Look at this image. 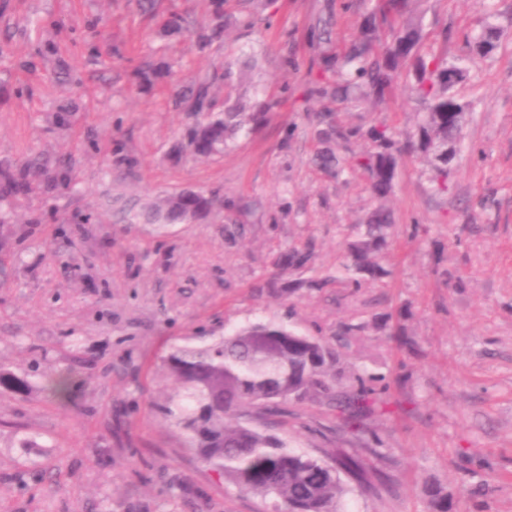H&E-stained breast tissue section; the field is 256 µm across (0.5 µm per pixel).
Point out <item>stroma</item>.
Returning <instances> with one entry per match:
<instances>
[{
    "instance_id": "1",
    "label": "stroma",
    "mask_w": 512,
    "mask_h": 512,
    "mask_svg": "<svg viewBox=\"0 0 512 512\" xmlns=\"http://www.w3.org/2000/svg\"><path fill=\"white\" fill-rule=\"evenodd\" d=\"M367 7L274 0L202 54L160 25L173 11L201 20L205 0H158L152 16L135 0H0V160L66 151L79 181L74 195L32 194L17 223L0 225V371L29 385L0 384V512H261L162 413L177 394L163 366L174 347L254 322L328 341L361 327L337 346L341 392L356 393L362 377L378 390L360 438L342 432L344 412L325 398L275 418L304 452L381 440V456L363 462L389 488L367 495L347 481L345 512H429L433 485L454 512H512V0H415L426 31L447 32L444 52L469 70L453 89L467 105L462 140L443 192L422 159L401 156L385 201L389 275L355 286L347 245L376 202L350 161L369 147L363 131L414 132L423 110L403 77L383 99L334 104L337 124L357 132L336 149L345 171L312 164L318 54L358 39ZM319 18L332 22L331 42L314 40ZM488 22L499 36L479 55L474 37ZM162 53L171 77L139 92L135 68ZM250 57L220 93L274 98L267 120L223 155L172 161L192 121L177 86ZM71 97L86 111L65 132L45 116ZM121 154L132 170L117 168ZM187 189L223 195V216L136 221L152 198ZM77 211L93 223H61ZM290 248L311 259L279 272ZM326 276L328 287L287 299L265 287ZM61 376L65 401L48 390ZM28 436L33 447H21Z\"/></svg>"
}]
</instances>
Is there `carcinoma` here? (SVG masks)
<instances>
[{
  "label": "carcinoma",
  "instance_id": "obj_1",
  "mask_svg": "<svg viewBox=\"0 0 512 512\" xmlns=\"http://www.w3.org/2000/svg\"><path fill=\"white\" fill-rule=\"evenodd\" d=\"M208 18L188 30L189 47L205 52L224 35L229 16L224 0H209ZM412 0H372L358 41L341 57L327 56L319 65L308 93L312 97L343 100L351 95L365 99L384 97L402 74L412 79V90L425 107V116L416 131L400 141L385 123L371 126L366 138L371 149L354 157V165L369 180V191L378 201L364 232L349 245L345 270L360 278L380 280L386 270L376 256L387 246L391 213L383 204L392 191L399 157L406 152L421 157L431 171L438 191L447 189L448 145H458L465 108L451 107L456 96L448 88V67L452 62L428 44L429 34L421 20L412 15ZM168 72L161 61L138 73L137 88L149 91ZM231 64L182 85L175 97L192 114L194 122L175 144L176 156L187 151L208 159L224 153L228 141L261 124L276 101L269 99L253 109L242 101L219 99L215 85L228 80ZM82 106L71 100L50 116L52 124L70 130L80 119ZM314 134L322 148L315 163L326 173L336 174V141L358 135L336 124L332 110L319 112ZM40 191L52 198L76 191L72 163L44 155L23 160L0 161V224H9L21 200ZM224 209V198L214 193L182 190L159 196L145 208L142 217L149 224L188 222L197 212L206 215ZM309 254L299 250L283 253L279 265L301 268ZM310 281L295 279L274 293L288 298ZM335 348L327 342L301 336L282 325L256 323L228 336H220L202 347L181 346L163 359V366L179 385L176 409L167 415L189 434L190 448L205 463L224 474L243 491L261 498L273 512H337L346 491L342 474L351 473L365 490L377 494L386 487L387 477L366 470L351 456L333 458L288 448L268 425L280 406L306 398L336 396L342 380ZM373 389L360 381L358 406L343 417L345 429L362 432L361 418L371 404ZM430 512H452L448 493L438 487L428 489Z\"/></svg>",
  "mask_w": 512,
  "mask_h": 512
}]
</instances>
